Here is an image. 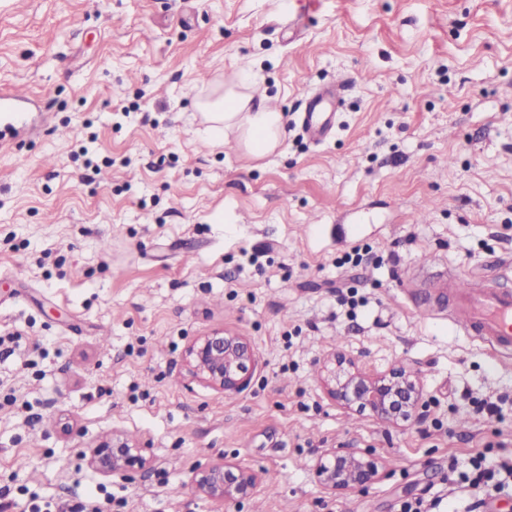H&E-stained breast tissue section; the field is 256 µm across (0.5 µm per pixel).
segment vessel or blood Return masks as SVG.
<instances>
[{"label": "vessel or blood", "mask_w": 512, "mask_h": 512, "mask_svg": "<svg viewBox=\"0 0 512 512\" xmlns=\"http://www.w3.org/2000/svg\"><path fill=\"white\" fill-rule=\"evenodd\" d=\"M335 95L336 88L331 85L310 96L302 128L313 139H322L331 131L333 115L328 107ZM28 112L24 93L12 88L0 90V128L15 133L27 129ZM447 285L458 291L453 316L469 335L499 347H512V291L491 287L485 280L464 285L456 277Z\"/></svg>", "instance_id": "obj_1"}]
</instances>
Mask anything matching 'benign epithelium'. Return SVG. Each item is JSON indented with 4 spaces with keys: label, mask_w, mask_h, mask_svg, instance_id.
Here are the masks:
<instances>
[{
    "label": "benign epithelium",
    "mask_w": 512,
    "mask_h": 512,
    "mask_svg": "<svg viewBox=\"0 0 512 512\" xmlns=\"http://www.w3.org/2000/svg\"><path fill=\"white\" fill-rule=\"evenodd\" d=\"M185 359L192 378L224 393H238L249 384L256 354L247 337L215 328L188 343ZM325 386L336 402L384 422L401 425L419 417L423 392L414 371L403 365L373 373L337 354ZM83 456L103 476L127 477L148 464L143 448L119 431L87 447ZM381 468L376 458L361 449L341 445L323 452L315 475L324 489L336 494L368 487L380 479ZM258 484L255 472L225 462L210 464L194 477L196 490L219 503L247 497Z\"/></svg>",
    "instance_id": "7a95c632"
}]
</instances>
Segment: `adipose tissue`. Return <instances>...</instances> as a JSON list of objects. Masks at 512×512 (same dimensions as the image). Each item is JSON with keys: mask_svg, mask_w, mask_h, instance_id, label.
<instances>
[{"mask_svg": "<svg viewBox=\"0 0 512 512\" xmlns=\"http://www.w3.org/2000/svg\"><path fill=\"white\" fill-rule=\"evenodd\" d=\"M256 76L241 72L239 78L225 84L222 97L199 104L207 128L205 133L214 145H223L228 133H236L242 148L251 156L262 158L275 151L284 134L283 116L253 101L250 88Z\"/></svg>", "mask_w": 512, "mask_h": 512, "instance_id": "adipose-tissue-1", "label": "adipose tissue"}]
</instances>
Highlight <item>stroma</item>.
<instances>
[{
  "label": "stroma",
  "instance_id": "obj_1",
  "mask_svg": "<svg viewBox=\"0 0 512 512\" xmlns=\"http://www.w3.org/2000/svg\"><path fill=\"white\" fill-rule=\"evenodd\" d=\"M244 68L285 124L261 159L202 135L200 98ZM336 81L335 127L314 141L304 101ZM11 86L38 112L0 146V333L20 336L0 345V494L109 512L481 498L446 476L512 458V347L466 334L427 281L512 287V0H0ZM220 326L258 357L237 394L185 369ZM336 352L412 367L420 419L345 411L320 383ZM115 430L149 459L133 478L79 455ZM340 445L382 459L381 479L325 491L316 458ZM219 460L259 472L257 490L195 493Z\"/></svg>",
  "mask_w": 512,
  "mask_h": 512
}]
</instances>
